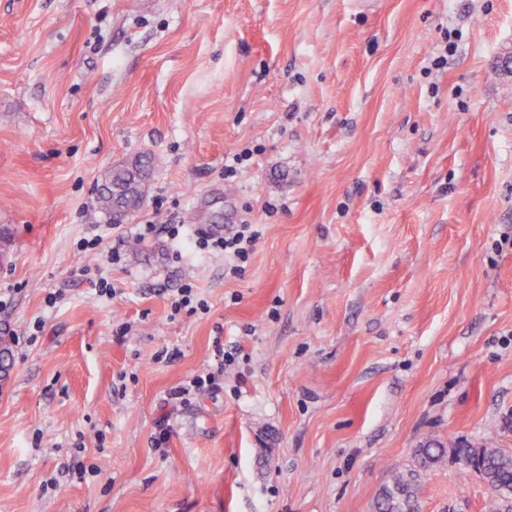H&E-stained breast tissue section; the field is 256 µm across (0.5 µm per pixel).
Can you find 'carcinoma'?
<instances>
[{
    "label": "carcinoma",
    "mask_w": 512,
    "mask_h": 512,
    "mask_svg": "<svg viewBox=\"0 0 512 512\" xmlns=\"http://www.w3.org/2000/svg\"><path fill=\"white\" fill-rule=\"evenodd\" d=\"M148 164L139 159L131 166L112 168L99 196V213L112 219L116 211L125 213L138 209L149 191ZM494 436L481 446V451L468 444L456 442L447 447L437 440H427L415 451L414 465L397 471L380 491L377 512H419L421 474L450 457L458 463L476 462V472L488 483L491 495L485 512H512V450L498 448Z\"/></svg>",
    "instance_id": "obj_1"
}]
</instances>
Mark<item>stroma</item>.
Segmentation results:
<instances>
[{"instance_id":"obj_1","label":"stroma","mask_w":512,"mask_h":512,"mask_svg":"<svg viewBox=\"0 0 512 512\" xmlns=\"http://www.w3.org/2000/svg\"><path fill=\"white\" fill-rule=\"evenodd\" d=\"M244 221L229 276L193 241ZM1 228L0 512H375L426 440L512 450V0H0ZM187 282L209 310L171 316ZM218 340L223 389L171 399ZM489 496L451 459L419 491ZM148 164L138 159L131 166L112 168L99 196V213L108 221L116 211L138 209L149 191Z\"/></svg>"}]
</instances>
